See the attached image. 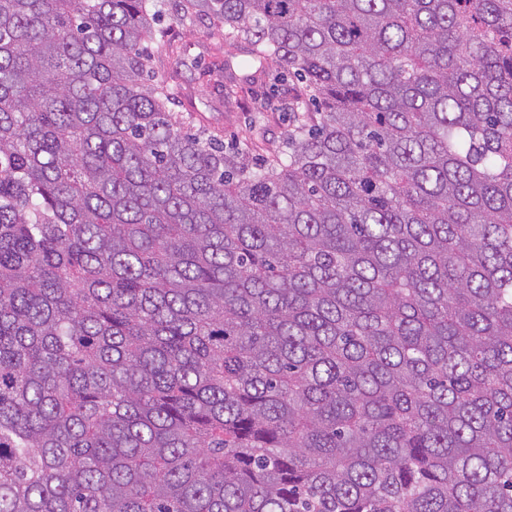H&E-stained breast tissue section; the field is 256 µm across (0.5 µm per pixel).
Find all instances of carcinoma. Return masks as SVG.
Masks as SVG:
<instances>
[{
	"mask_svg": "<svg viewBox=\"0 0 512 512\" xmlns=\"http://www.w3.org/2000/svg\"><path fill=\"white\" fill-rule=\"evenodd\" d=\"M0 512H512V0H0ZM173 25L188 47V59L178 66L173 95L176 104L194 103L212 132L224 142V147L249 145L256 139L278 145L288 130V81H277L274 68L254 82H241L236 96L227 98L221 63L224 48L221 32L200 25L191 31L179 28L170 18L164 25ZM267 112H257L258 110Z\"/></svg>",
	"mask_w": 512,
	"mask_h": 512,
	"instance_id": "1",
	"label": "carcinoma"
}]
</instances>
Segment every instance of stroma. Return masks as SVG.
Returning <instances> with one entry per match:
<instances>
[{
    "label": "stroma",
    "instance_id": "stroma-1",
    "mask_svg": "<svg viewBox=\"0 0 512 512\" xmlns=\"http://www.w3.org/2000/svg\"><path fill=\"white\" fill-rule=\"evenodd\" d=\"M182 40L189 55L173 82L176 102L193 103L225 146L243 147L257 139L281 142L288 130V83L269 74L241 83L237 95L227 97L221 33L201 25L183 32Z\"/></svg>",
    "mask_w": 512,
    "mask_h": 512
}]
</instances>
